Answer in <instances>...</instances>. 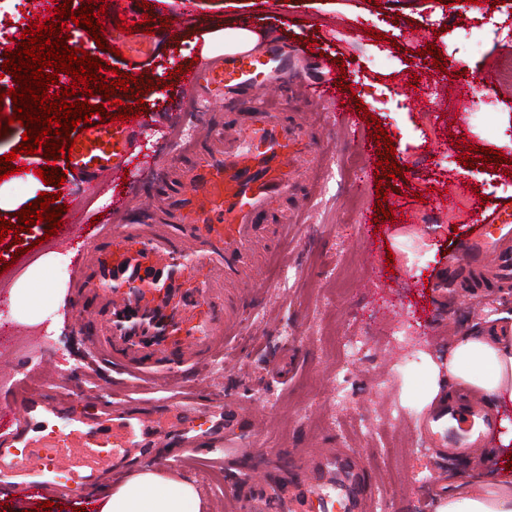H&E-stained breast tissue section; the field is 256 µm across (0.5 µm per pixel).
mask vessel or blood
<instances>
[{"label": "vessel or blood", "mask_w": 512, "mask_h": 512, "mask_svg": "<svg viewBox=\"0 0 512 512\" xmlns=\"http://www.w3.org/2000/svg\"><path fill=\"white\" fill-rule=\"evenodd\" d=\"M109 38L133 57L152 52L153 39L147 34L111 29ZM264 66L271 86L334 102L337 124L351 119L336 78L316 86L302 82L275 46L258 55L228 54L222 66L205 65L184 74L179 87L184 105L197 107L212 95L228 104L209 150L198 154L194 166L183 173L190 191L177 202L173 223L117 224L113 236L121 247L108 252L94 240L87 248L98 269L88 286L108 312L102 338L138 381L163 384L176 370H198L223 355L229 340L240 333L249 290L263 286L259 274L268 244L282 237L290 221L285 215L279 223H267L272 204L308 180L297 158L315 137L309 121L287 103L264 102L240 110L229 101L233 91L252 86ZM125 134L122 124L91 127L76 144L73 167L112 169L127 158ZM466 251L495 266L512 263L511 251L488 245L479 232L473 233ZM197 266L206 269L205 280L200 287H186L190 270ZM33 410L29 403L18 411L1 408L0 429L23 434L20 416ZM200 412L199 404L187 396L175 402L170 416L118 406L112 410L111 431L78 427L57 444L1 452L0 492L37 493L41 483L29 479V472L61 470L72 476L65 492L84 493L104 458L129 467L141 463L149 447H197L194 420ZM207 414L211 427L205 437L214 448L223 447L225 432L242 429L253 419L247 407L229 398ZM495 425V416L476 398L454 413L439 406L428 419L429 429L441 432L451 448L490 446ZM306 505L304 492L285 487L253 498L248 512H303Z\"/></svg>", "instance_id": "b4317fda"}]
</instances>
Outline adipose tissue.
Instances as JSON below:
<instances>
[{
	"mask_svg": "<svg viewBox=\"0 0 512 512\" xmlns=\"http://www.w3.org/2000/svg\"><path fill=\"white\" fill-rule=\"evenodd\" d=\"M200 57L215 60L237 49H253L265 38L264 31L240 24H214L198 34ZM70 252L48 250L28 263L16 278L5 281L13 318L35 328L58 327L57 316L64 287L51 289V300L39 303L42 272H66L73 262ZM484 394L499 415L495 455L500 474L491 481H472L460 486L443 501L439 512H512V322L493 320L487 326L457 337L448 353L445 369H433L431 394H438L441 378ZM97 512H204L205 505L193 483L175 473L145 467L123 483L106 488Z\"/></svg>",
	"mask_w": 512,
	"mask_h": 512,
	"instance_id": "1",
	"label": "adipose tissue"
}]
</instances>
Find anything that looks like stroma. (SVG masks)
I'll list each match as a JSON object with an SVG mask.
<instances>
[{
    "mask_svg": "<svg viewBox=\"0 0 512 512\" xmlns=\"http://www.w3.org/2000/svg\"><path fill=\"white\" fill-rule=\"evenodd\" d=\"M491 13L487 5L469 8L461 0H194L189 23L157 28L156 47L142 62L100 49L92 34L82 36L85 51L136 76L145 91V120L126 131L130 153L153 156L173 173L190 162L193 149L205 146V117L224 113L218 97L189 109L175 91V71L194 65L196 27L215 21L247 19L272 29L276 40L300 53L303 74L313 83L327 77L333 60L344 61L352 91L393 139L401 175L387 183L377 165L385 148L373 146L366 159L357 151L359 135L373 136V127H339L334 104L308 106L321 133L302 155L312 168L308 202L269 254L261 273L266 287L224 358L172 383L176 391L198 388L206 405L227 396L253 407L262 421L256 443L265 481L302 483L307 451L350 448L367 465L382 512H428L423 480L430 469L441 468L452 485L497 473L480 453L440 457L425 450L410 428L433 409L427 401L429 365L447 361L457 333L494 316L512 320L511 291L460 297L440 285L465 259L459 246L472 219L512 206V84L499 77L502 64L512 60V35L487 24ZM373 29L380 38L370 37ZM429 44L455 61L450 83L431 81L437 68L418 54ZM465 83L476 93L463 103L450 87ZM176 129L190 133V145L172 138ZM468 145L504 154L506 171L461 164ZM17 164V173L0 180V192L25 206L46 189L29 178L46 159L22 154ZM57 165L66 177L63 190L83 199L81 237L111 233L116 222L144 220L141 209L112 214L117 184L126 181L150 195L139 167L78 172L66 158ZM457 181L464 196L445 208L436 205V197ZM380 190L388 201L410 208L411 223L382 217L367 233L361 215L377 211ZM367 234L375 250L371 268L360 249ZM85 262L77 256L69 269L63 326L54 337L16 322L8 294L0 290L6 331L0 359L14 367L0 376V404L26 398L41 405L29 430L35 437L62 436L78 421L111 424L112 404L121 399L139 411L166 402L168 391L160 387L126 395L123 368L91 352L89 340L100 334L105 315L85 286ZM40 356L56 367L63 388L41 382ZM285 361L290 369L284 374ZM73 412L78 421H70ZM181 474L196 485L208 512H244L240 503L226 500L217 471L185 467Z\"/></svg>",
    "mask_w": 512,
    "mask_h": 512,
    "instance_id": "35a3bbf8",
    "label": "stroma"
}]
</instances>
